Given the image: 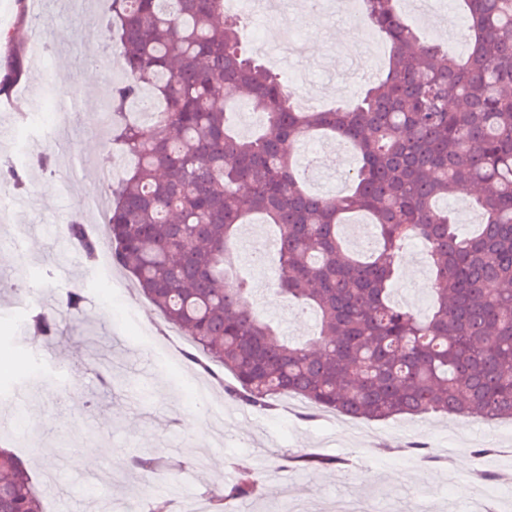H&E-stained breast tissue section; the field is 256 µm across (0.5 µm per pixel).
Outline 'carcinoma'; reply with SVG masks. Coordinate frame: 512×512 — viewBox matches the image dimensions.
<instances>
[{
	"mask_svg": "<svg viewBox=\"0 0 512 512\" xmlns=\"http://www.w3.org/2000/svg\"><path fill=\"white\" fill-rule=\"evenodd\" d=\"M363 16L390 43L388 69L352 107L303 111L281 75L254 57L224 0H112L102 20L116 40L120 79L108 99L110 141L133 164L109 187L102 238L82 224L64 232L87 264L113 250L165 322L191 339L185 358L233 401L257 412L294 395L316 411L386 420L399 415L512 419V0H460L467 53L448 54L409 25L397 0H361ZM24 74L20 49L0 73V95ZM151 93V128L124 119ZM260 116L242 134L230 105ZM315 133L354 147L351 189L304 188L292 149ZM475 189L473 235L437 206ZM278 229L274 291L316 316L303 342L253 308L251 276L231 247L255 214ZM363 215L375 239L350 251L339 227ZM427 245L432 306L418 314L391 298L405 245ZM83 290L41 306L23 331L49 341L60 315L80 313ZM282 460L330 467L314 452ZM127 466L165 467L154 454ZM210 493L213 512L252 498L259 475L235 466ZM0 512H43L26 464L0 449Z\"/></svg>",
	"mask_w": 512,
	"mask_h": 512,
	"instance_id": "carcinoma-1",
	"label": "carcinoma"
}]
</instances>
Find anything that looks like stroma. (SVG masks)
Listing matches in <instances>:
<instances>
[{
    "label": "stroma",
    "mask_w": 512,
    "mask_h": 512,
    "mask_svg": "<svg viewBox=\"0 0 512 512\" xmlns=\"http://www.w3.org/2000/svg\"><path fill=\"white\" fill-rule=\"evenodd\" d=\"M87 2V14L76 17L52 0H26L37 22L22 26L15 0H0L15 39L47 48L43 60L26 59V76L12 97L21 101L27 86H40L37 109L55 117L60 127L52 142L31 136L22 147L30 158L52 154L57 160L53 172L30 165L21 191L0 176V193L27 199L26 205L13 206L8 223H0V417L20 412L27 423L0 435V444L25 460L46 512H112L113 505L132 500L149 504L152 496L143 477L122 461L156 449L176 465L180 507L207 502L211 489L231 479L229 462L235 458L259 473L262 488L255 498L232 503L228 512H340L344 507L358 512L374 502L387 512H472L479 470L493 473L506 500H512V419L489 423L430 414L367 421L324 412L308 420L301 416L299 399L280 398L276 411L265 415L240 406L216 385L204 400H196L203 375L179 353L186 336L164 327L122 269L110 273L86 265L74 250L69 253L70 283L85 291L82 313L62 317L52 342L23 338L18 285L24 272L54 270L64 240L56 221L93 225L87 200L107 193L116 174L132 163L99 132L119 51L99 24L108 0ZM291 15L304 41L321 39L323 58L336 64V80L350 82L340 90L319 92L321 107L344 102L351 91L365 87L364 79L348 76L363 50L373 49L377 66H385L388 45L361 20L340 10L324 18L300 9ZM247 18L246 38L264 42L263 59L272 70L287 78L304 67L314 81L326 80L320 60L302 64L281 42L277 26L261 25L253 12ZM88 30L95 32V40L85 39ZM330 143L329 137L315 135L297 152L299 165L310 170L307 190L317 191L319 180L329 177L336 190L349 185L346 174L356 153L349 146L327 152ZM18 227L24 230L21 251L10 244ZM277 277L274 268L254 275L256 302L278 320L284 335H311L309 314L271 296ZM392 294L410 299L417 309L427 308L430 271L419 242H411L402 254ZM99 357L112 363L111 386L96 380ZM490 436L496 453L474 457L473 448ZM414 439L428 443L436 462L424 463L408 453ZM86 448L101 451L88 467L75 462ZM309 448L340 459V466L275 472L281 455Z\"/></svg>",
    "instance_id": "35a3bbf8"
}]
</instances>
